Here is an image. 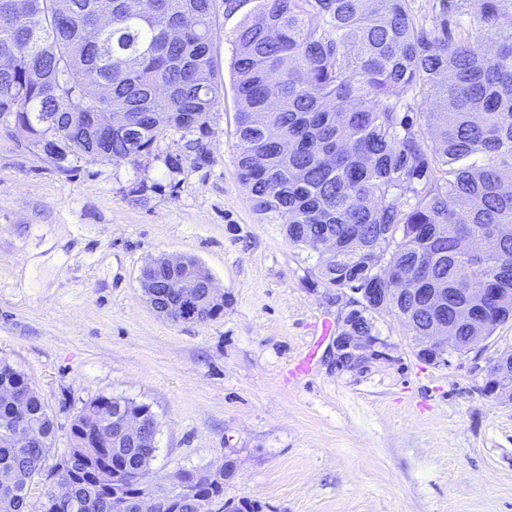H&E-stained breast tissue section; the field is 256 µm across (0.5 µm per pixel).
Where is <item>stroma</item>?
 Wrapping results in <instances>:
<instances>
[{
  "mask_svg": "<svg viewBox=\"0 0 512 512\" xmlns=\"http://www.w3.org/2000/svg\"><path fill=\"white\" fill-rule=\"evenodd\" d=\"M235 110L225 86L205 159L194 133L173 131L140 163L82 157L66 171L0 122V362L28 377L55 425L30 505L71 446L74 416L106 396L155 413L157 483L230 459L225 498L262 512H512V402L481 391L512 354V321L481 354L427 363L381 313L382 357L337 370L346 295L311 287L317 254L254 213ZM160 256L207 269L223 313L156 314L140 274ZM305 357L308 371L290 377Z\"/></svg>",
  "mask_w": 512,
  "mask_h": 512,
  "instance_id": "obj_1",
  "label": "stroma"
}]
</instances>
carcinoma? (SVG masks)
<instances>
[{"instance_id":"cac0c4a2","label":"carcinoma","mask_w":512,"mask_h":512,"mask_svg":"<svg viewBox=\"0 0 512 512\" xmlns=\"http://www.w3.org/2000/svg\"><path fill=\"white\" fill-rule=\"evenodd\" d=\"M226 17L244 12L230 37L236 94L238 177L265 224H281L290 244L317 251L336 241L339 258L317 267L325 288H385L387 301L418 324L437 317L404 299L376 271L378 258L414 288L512 291V0H435L431 22L409 0H112V19L91 40L100 0H0V117L26 127L49 161L138 163L170 131L199 133L207 154L208 116L224 98L214 53L216 2ZM467 6L469 25L457 20ZM319 15L323 24L314 25ZM427 96L428 112L407 100ZM126 122L112 126L109 113ZM95 119L105 130L71 136ZM483 163L468 164L472 156ZM428 185L424 194L415 187ZM412 193L413 199L406 198ZM496 242L493 250L487 248ZM372 299L351 317L375 335ZM472 319L448 324L465 345L476 327L512 310L476 305ZM27 402L28 420L49 435L53 423L26 376L0 363V390ZM119 404L157 422L149 405L111 398L87 402L61 460L68 493L45 490L43 512H142L132 479L157 448L112 439ZM13 407L0 402V512H24L51 448L15 438ZM201 483L151 489V512H260L224 499V468Z\"/></svg>"}]
</instances>
